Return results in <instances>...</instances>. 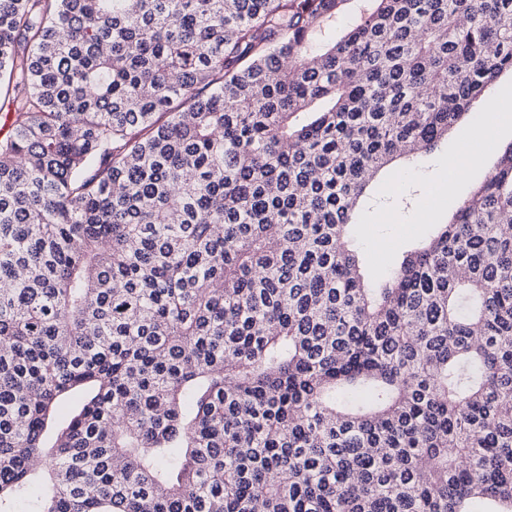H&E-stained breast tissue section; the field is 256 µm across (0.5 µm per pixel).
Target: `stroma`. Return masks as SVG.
Returning <instances> with one entry per match:
<instances>
[{"label": "stroma", "instance_id": "obj_1", "mask_svg": "<svg viewBox=\"0 0 512 512\" xmlns=\"http://www.w3.org/2000/svg\"><path fill=\"white\" fill-rule=\"evenodd\" d=\"M490 95L499 109L483 113L481 119L492 128L493 145L474 142L472 125L465 122L424 158L398 160L376 178L346 236L347 246L357 255L371 286L381 284L403 253L425 238L434 225L448 221L471 189L494 170L501 149L512 143V75L500 76ZM473 153L481 156L475 165L468 162ZM436 184L444 186V194H432Z\"/></svg>", "mask_w": 512, "mask_h": 512}]
</instances>
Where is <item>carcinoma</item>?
<instances>
[{"label": "carcinoma", "mask_w": 512, "mask_h": 512, "mask_svg": "<svg viewBox=\"0 0 512 512\" xmlns=\"http://www.w3.org/2000/svg\"><path fill=\"white\" fill-rule=\"evenodd\" d=\"M350 2L0 0V512H512V144L379 287L345 242L512 0Z\"/></svg>", "instance_id": "cac0c4a2"}]
</instances>
